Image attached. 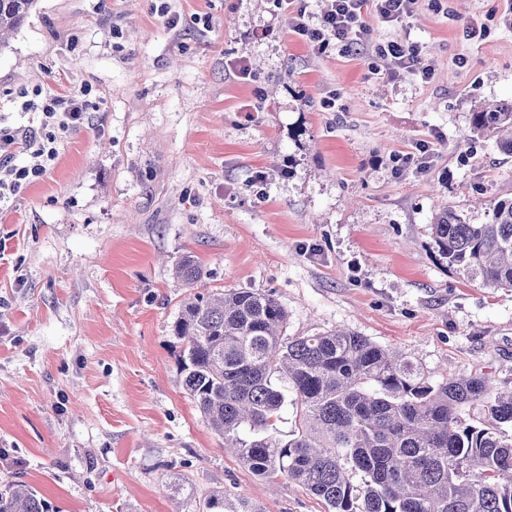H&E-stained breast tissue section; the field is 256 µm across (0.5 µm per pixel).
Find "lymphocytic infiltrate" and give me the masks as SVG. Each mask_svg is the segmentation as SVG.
I'll use <instances>...</instances> for the list:
<instances>
[{
	"instance_id": "f902f5d3",
	"label": "lymphocytic infiltrate",
	"mask_w": 512,
	"mask_h": 512,
	"mask_svg": "<svg viewBox=\"0 0 512 512\" xmlns=\"http://www.w3.org/2000/svg\"><path fill=\"white\" fill-rule=\"evenodd\" d=\"M420 0H330L318 24H311L307 0H288L291 30L312 44L318 53L330 47L341 51L371 54L386 65L387 76L408 75L429 82L434 73L423 46L414 40L373 41L365 21L374 14L386 25L412 17ZM47 134L29 126H0V201L22 192L42 176L48 162L57 155L54 130H68L82 124L86 102L79 95H52L39 105ZM26 154L23 164H14L16 153Z\"/></svg>"
}]
</instances>
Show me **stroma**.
Listing matches in <instances>:
<instances>
[{"label":"stroma","instance_id":"1","mask_svg":"<svg viewBox=\"0 0 512 512\" xmlns=\"http://www.w3.org/2000/svg\"><path fill=\"white\" fill-rule=\"evenodd\" d=\"M506 7L368 18L373 40L423 44V83L317 53L274 0H38L0 49V118L39 127L22 108L39 93L82 89L89 109L0 205V484L49 512H201L218 489L324 512L253 476L185 393L171 326L197 292L266 290L286 335L340 325L425 371L512 385V289L428 234L441 207L484 224L512 197V155L470 134L475 104L512 101ZM189 255L192 284L173 275Z\"/></svg>","mask_w":512,"mask_h":512}]
</instances>
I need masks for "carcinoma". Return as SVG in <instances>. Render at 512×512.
<instances>
[{
    "label": "carcinoma",
    "mask_w": 512,
    "mask_h": 512,
    "mask_svg": "<svg viewBox=\"0 0 512 512\" xmlns=\"http://www.w3.org/2000/svg\"><path fill=\"white\" fill-rule=\"evenodd\" d=\"M35 2L0 0V48ZM470 131L512 154V102L476 107ZM429 235L449 265L512 288V199L486 224L444 208ZM176 274L192 284L203 266L187 257ZM287 322L272 293L230 288L194 294L172 325L184 390L253 475L300 484L325 512H512V387L485 373L434 381L351 330L286 336ZM0 512L49 510L18 482L0 491ZM203 512L258 509L217 490Z\"/></svg>",
    "instance_id": "cac0c4a2"
}]
</instances>
